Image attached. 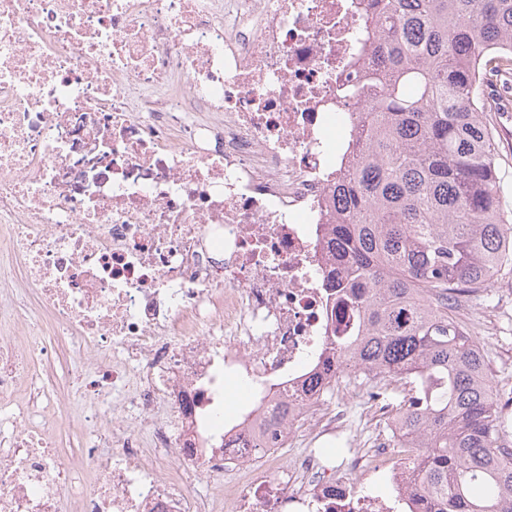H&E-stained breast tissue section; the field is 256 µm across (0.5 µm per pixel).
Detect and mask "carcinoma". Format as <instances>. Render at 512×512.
I'll return each mask as SVG.
<instances>
[{"mask_svg": "<svg viewBox=\"0 0 512 512\" xmlns=\"http://www.w3.org/2000/svg\"><path fill=\"white\" fill-rule=\"evenodd\" d=\"M377 49L358 158L333 190L336 340L350 371L410 386L398 416L429 512H512V427L456 301L512 269L491 113L512 110V0H367Z\"/></svg>", "mask_w": 512, "mask_h": 512, "instance_id": "carcinoma-1", "label": "carcinoma"}]
</instances>
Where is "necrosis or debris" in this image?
<instances>
[{"mask_svg": "<svg viewBox=\"0 0 512 512\" xmlns=\"http://www.w3.org/2000/svg\"><path fill=\"white\" fill-rule=\"evenodd\" d=\"M367 26L363 0H0V284L33 295L0 304V512H417L390 407L364 413L372 441L350 392L309 389L357 331L330 189ZM50 334L87 372L82 418L34 394ZM91 426L67 458L59 435ZM381 479L393 495L366 491Z\"/></svg>", "mask_w": 512, "mask_h": 512, "instance_id": "1", "label": "necrosis or debris"}]
</instances>
